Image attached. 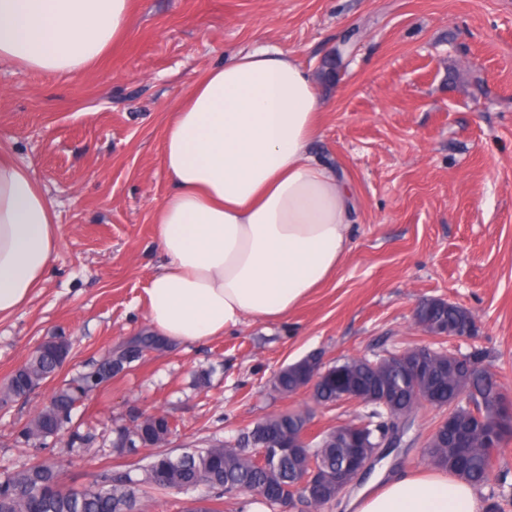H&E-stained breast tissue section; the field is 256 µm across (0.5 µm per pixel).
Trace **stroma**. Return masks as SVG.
Masks as SVG:
<instances>
[{
  "mask_svg": "<svg viewBox=\"0 0 512 512\" xmlns=\"http://www.w3.org/2000/svg\"><path fill=\"white\" fill-rule=\"evenodd\" d=\"M346 39L349 56L326 70ZM259 47L294 52L327 101L313 151L350 188L352 249L287 317L162 344L131 363L77 414L93 448L74 457L64 439L50 443L66 488L151 456L111 450L114 429L139 413L176 425L165 449L177 455L309 405L307 391L274 390L281 367L426 342L414 308L430 298L471 312L473 339L443 346L485 351V367L512 394V0H131L126 34L83 71L1 62L0 145L52 200L60 245L42 287L0 321V384L41 342L70 343L58 374L68 381L149 330L145 289L164 263L155 211L171 189L166 119L191 82ZM472 74L485 94L474 93ZM53 389L0 404V473L31 459L16 438ZM443 416L420 412L390 472H431L424 445ZM207 496L151 489L141 509L186 512Z\"/></svg>",
  "mask_w": 512,
  "mask_h": 512,
  "instance_id": "obj_1",
  "label": "stroma"
}]
</instances>
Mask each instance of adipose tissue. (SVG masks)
<instances>
[{
	"mask_svg": "<svg viewBox=\"0 0 512 512\" xmlns=\"http://www.w3.org/2000/svg\"><path fill=\"white\" fill-rule=\"evenodd\" d=\"M131 0H0V60L84 70L126 32ZM324 99L291 52L236 53L171 112L156 208L165 263L146 290L152 329L191 345L293 311L351 250L349 188L311 153ZM59 245L54 207L0 148V320L28 303ZM354 512H482L474 486L429 474L379 477Z\"/></svg>",
	"mask_w": 512,
	"mask_h": 512,
	"instance_id": "1",
	"label": "adipose tissue"
}]
</instances>
